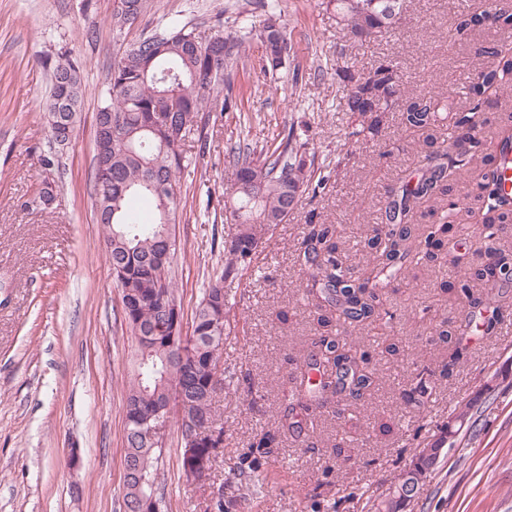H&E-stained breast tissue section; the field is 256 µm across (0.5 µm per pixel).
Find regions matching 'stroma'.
<instances>
[{
  "instance_id": "35a3bbf8",
  "label": "stroma",
  "mask_w": 512,
  "mask_h": 512,
  "mask_svg": "<svg viewBox=\"0 0 512 512\" xmlns=\"http://www.w3.org/2000/svg\"><path fill=\"white\" fill-rule=\"evenodd\" d=\"M243 0H152L138 24L113 30V0H0V512H123L125 440L123 409L135 368L122 296L103 260L105 241L96 222L93 177L95 116L113 64L124 48L158 31L171 18L209 31L231 26ZM291 53L301 79L263 77L257 44H249L237 83L246 99L210 121L197 163L179 176L181 219L171 277L181 302L183 332H190L205 288L220 275L224 242L236 227L224 197L234 171L224 154L248 116L247 139L262 144L295 130L333 175L316 198L303 201L288 223L263 242L251 270L227 279L233 313L248 335L226 343L224 365L237 384L217 395L224 425L217 482L235 497L234 512H369V498L385 492L398 474L448 428L457 403H472V417L445 449L413 512H512V316L495 335L471 330L460 367L440 371L451 353L431 340L437 323L458 324L460 298L438 285L454 281L446 260L409 267L387 294L394 318L385 334L349 327V343L365 351L376 385L366 399L342 412L326 409L315 431L285 437L280 477L260 487L239 476L233 457L256 433L276 428L286 403L288 377L316 334L303 299L306 275L296 262L308 218L341 232L345 265L364 266L362 239L376 224L387 189L398 173L415 167L423 150L418 134L386 114L375 137L351 138L360 119L338 106L335 72H317L319 59L370 69L394 61L407 94L455 95L482 67L475 43L512 48V34L488 26L473 39L452 42L448 32L464 9L483 0H406L403 23L366 42L351 43L334 12L317 0H287ZM83 62V98L71 143L52 165L43 104L51 72L64 51ZM56 187L49 206L35 204L42 182ZM290 313L288 323L277 314ZM401 341L398 357L385 347ZM428 375L424 406L403 396L418 372ZM393 431L377 434L380 420ZM344 442L350 456H336ZM178 427H171L161 460L173 512H208L209 497L186 484L178 469Z\"/></svg>"
}]
</instances>
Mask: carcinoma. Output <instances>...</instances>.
Instances as JSON below:
<instances>
[{
    "instance_id": "cac0c4a2",
    "label": "carcinoma",
    "mask_w": 512,
    "mask_h": 512,
    "mask_svg": "<svg viewBox=\"0 0 512 512\" xmlns=\"http://www.w3.org/2000/svg\"><path fill=\"white\" fill-rule=\"evenodd\" d=\"M113 8L112 27L130 29L147 11L149 0H122ZM333 8L336 23L353 41L358 30L390 31L403 21L404 0H324ZM243 21L236 29H218L210 37L224 46V67L209 75L207 39L188 24L175 19L149 36L130 43L112 66L103 105L96 124L107 135L96 145L94 195L96 223L106 239L104 261L112 270L122 294V313L136 345L137 366L129 381L124 406V461L134 459L136 476L124 480V512H141L140 492L155 497L159 512H170L159 463L163 449L149 447L146 420L154 405L168 391L181 396L206 423L198 430L224 432L216 426L212 405L224 390V373L219 371L224 345L230 338V305L224 280L249 269L258 253L257 244L278 225L284 224L308 194H317L330 174L315 170V157L294 131L277 143L259 148L234 144L227 149L228 164L235 182L224 201V210L237 224V232L224 241L230 261L219 278L205 289L186 337L187 361L195 366L186 371L170 367L165 342L147 344L146 336L166 317V307L180 306L170 278L171 266L159 270L151 255L163 244L176 253V224L180 209L177 175L191 166L193 154L187 149L192 135L203 141L210 113L230 108L236 69L245 54V39L260 43L261 72L277 75L286 69L290 55L273 58L268 49L282 44L291 48L285 23L284 0H248L240 6ZM489 24L512 29V7L504 0H488L481 12L459 15L450 39L462 40ZM476 55L491 62L482 67L466 87V104L454 113L446 128L441 113L448 111V98L434 95L401 94L402 74L390 60L380 62L362 74L348 67L336 70L344 84L339 105L345 112L361 116L377 113L369 125L351 132L377 136L380 114L397 112L404 128L425 134L419 167L402 174L391 188L382 212L383 227L365 235L367 261L352 272L340 258L338 230L333 224H316L308 219L297 261L306 270L303 299L314 308L323 331L312 342V350L290 375L292 401L283 412L281 429L255 435L242 454L239 475L259 467L279 447L281 435L294 428L289 413L299 409L314 424L316 411L335 397L358 401L373 384L366 353L352 346L344 336L345 325H371L381 330L390 323L384 309L387 288L401 278L408 266L434 262L448 256L456 268L457 289L465 298L464 318L473 321L483 307L495 299L493 288L512 282V253L496 247L503 224L512 220V202L502 193L498 172L500 150L512 142V115L501 120L496 132L495 155L483 158L492 163L479 174L477 200L489 212L498 213L501 224L448 222L458 216V204L448 201L451 182L458 171L483 151L482 131L488 125L482 106L491 94L505 85L512 74V49L479 45ZM83 63L64 58L52 71L50 96L45 104L50 124L49 157L68 145L75 132L78 105L82 97L80 70ZM134 197L153 201L152 221L144 222L129 207ZM435 218L430 224L415 223L416 216ZM469 239L481 255L495 261L463 265L456 256V244ZM411 505L401 493L387 492L371 500V512H403Z\"/></svg>"
}]
</instances>
